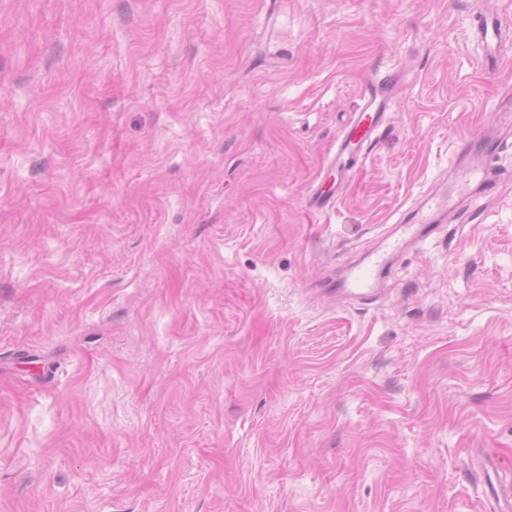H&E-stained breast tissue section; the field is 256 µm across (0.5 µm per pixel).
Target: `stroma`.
<instances>
[{"mask_svg":"<svg viewBox=\"0 0 512 512\" xmlns=\"http://www.w3.org/2000/svg\"><path fill=\"white\" fill-rule=\"evenodd\" d=\"M487 7L512 26V0H0V512H499L512 45L485 68ZM493 127L487 194L459 151ZM447 193L376 302L336 298ZM389 83L370 81L362 103L358 104L354 117L336 141L335 163L336 185L350 170V160L365 155L378 139L388 120L390 97L387 96ZM348 156L347 160L344 157ZM426 202H420L414 207L409 208L400 221L399 228L403 233L413 232L419 236H430L435 230V222L430 221L424 213ZM413 222L414 224H406ZM416 224H419L416 226Z\"/></svg>","mask_w":512,"mask_h":512,"instance_id":"1","label":"stroma"}]
</instances>
